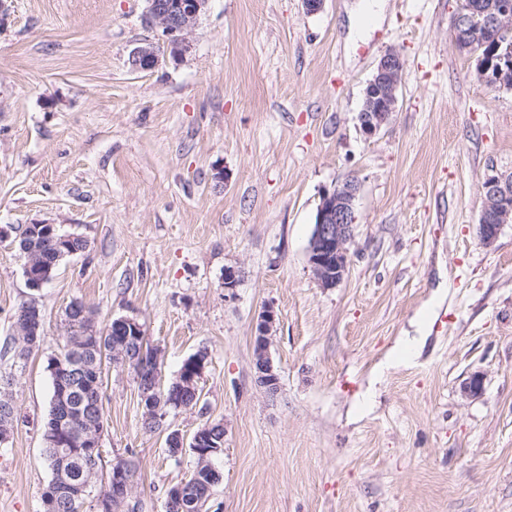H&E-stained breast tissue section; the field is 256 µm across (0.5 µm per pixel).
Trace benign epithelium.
Segmentation results:
<instances>
[{"label": "benign epithelium", "mask_w": 512, "mask_h": 512, "mask_svg": "<svg viewBox=\"0 0 512 512\" xmlns=\"http://www.w3.org/2000/svg\"><path fill=\"white\" fill-rule=\"evenodd\" d=\"M147 3V22L161 31L171 58H181L190 48V37L201 15L206 11L209 0H175L168 5L163 4L162 0H147ZM475 21L472 6L464 0H458L453 25V42L457 48L466 50L470 47L469 30ZM480 25L488 47L478 61L483 79L492 88H508L512 85L507 83L505 75L512 72V51H503L501 46L508 32L512 30V0H503L500 12L483 18ZM130 59L132 67L141 71L151 70L159 64V54L152 42L135 47ZM402 71L403 59L399 52L390 50L379 59L376 75L364 90V107L358 115L360 129L366 137H374L389 123L396 110ZM481 191L483 196L495 202L489 212L480 213L481 224L478 225L482 243L490 247L497 240L502 226L512 223V181L501 173L488 174L482 181ZM357 193V181L347 178L324 190L320 196L316 224L309 244L308 262L315 279L323 288L339 285L348 271L349 245L354 238L358 221L354 204ZM24 254L27 287L38 291L48 280L44 274L46 267L58 266L65 258L75 255V251L69 248L57 251L55 259L48 266L40 261L36 250L29 249ZM113 323L117 334L121 336V341L115 343L117 348H126L143 336L142 326L135 317L122 316L113 319ZM276 323L275 309L271 306L264 307L257 319L253 341V366L257 382L272 396L280 390L279 376L270 354L271 333ZM15 328L24 346L34 347L41 328L40 314L22 318L15 324ZM14 413L10 403L0 410V445L9 439ZM85 422L86 430L79 438L78 447H73L72 437L64 428L62 420L56 422V428L48 439L49 446L96 459L102 454L103 427L98 425L91 411L85 412ZM206 440L207 435L198 431L194 433L190 443L186 444L184 438L175 432L167 437L166 446L171 448V454L175 457L187 446L195 449L198 467L202 468L211 465V449L204 447ZM112 485L123 491L121 498L128 499L132 491V481L127 467H112ZM51 489L49 506L53 507L64 500L79 512L83 509L84 488L73 482L64 469L54 471Z\"/></svg>", "instance_id": "7a95c632"}]
</instances>
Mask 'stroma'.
<instances>
[{
  "mask_svg": "<svg viewBox=\"0 0 512 512\" xmlns=\"http://www.w3.org/2000/svg\"><path fill=\"white\" fill-rule=\"evenodd\" d=\"M146 6L0 0V344L29 296L44 318L26 358L0 351L15 405L0 512L44 510L47 365L75 300L99 328L136 316L163 384L206 355L202 410L155 432L132 369H104L99 473L134 462L138 512H165L194 467L167 433L209 422L224 453L208 512H512V224L490 248L477 233L484 175L512 173V89L455 46L456 0H210L182 58L137 71L131 49L162 42ZM390 49L398 103L369 139L357 116ZM348 177L351 264L323 288L316 210ZM40 223L88 246L34 293L19 235ZM269 304L273 397L252 367Z\"/></svg>",
  "mask_w": 512,
  "mask_h": 512,
  "instance_id": "1",
  "label": "stroma"
}]
</instances>
